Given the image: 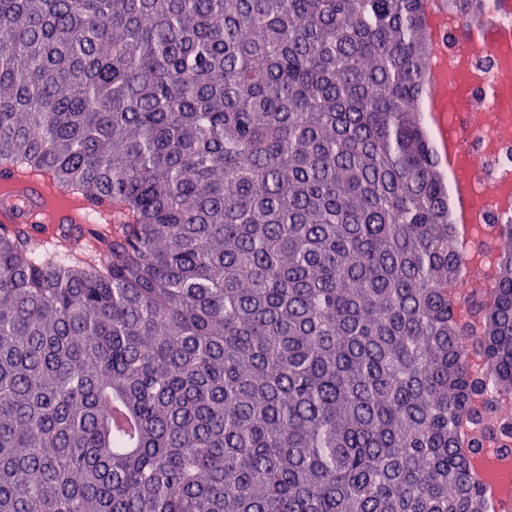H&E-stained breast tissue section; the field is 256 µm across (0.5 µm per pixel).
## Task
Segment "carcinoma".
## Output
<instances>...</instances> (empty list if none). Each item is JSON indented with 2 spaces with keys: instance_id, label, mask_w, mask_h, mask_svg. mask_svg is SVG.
Returning a JSON list of instances; mask_svg holds the SVG:
<instances>
[{
  "instance_id": "cac0c4a2",
  "label": "carcinoma",
  "mask_w": 512,
  "mask_h": 512,
  "mask_svg": "<svg viewBox=\"0 0 512 512\" xmlns=\"http://www.w3.org/2000/svg\"><path fill=\"white\" fill-rule=\"evenodd\" d=\"M433 49L425 0H0V164L112 204L0 224V512H491L512 224L456 305ZM421 106L425 112L429 130L432 134L431 140L435 156L437 157L441 168L447 174L456 167V158L449 141L447 142L442 139L440 135L442 112H444L443 105L440 99L431 98L426 89L421 99Z\"/></svg>"
}]
</instances>
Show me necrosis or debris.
Returning <instances> with one entry per match:
<instances>
[{
  "mask_svg": "<svg viewBox=\"0 0 512 512\" xmlns=\"http://www.w3.org/2000/svg\"><path fill=\"white\" fill-rule=\"evenodd\" d=\"M444 21L433 31L430 68L443 73L432 83L433 96L457 98L448 114V136L461 143L455 183L479 204L473 250L491 251L498 225L512 223V111H503L502 96L512 87V45L476 46L458 34L447 17L445 0H431Z\"/></svg>",
  "mask_w": 512,
  "mask_h": 512,
  "instance_id": "4bbe7bcc",
  "label": "necrosis or debris"
}]
</instances>
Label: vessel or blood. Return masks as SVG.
<instances>
[{
    "label": "vessel or blood",
    "mask_w": 512,
    "mask_h": 512,
    "mask_svg": "<svg viewBox=\"0 0 512 512\" xmlns=\"http://www.w3.org/2000/svg\"><path fill=\"white\" fill-rule=\"evenodd\" d=\"M108 222L112 209L90 208L81 197L57 187L50 177L30 179L10 173L0 177V223L36 224L35 245L50 246L57 233L75 234L79 225L90 217Z\"/></svg>",
    "instance_id": "b4317fda"
}]
</instances>
